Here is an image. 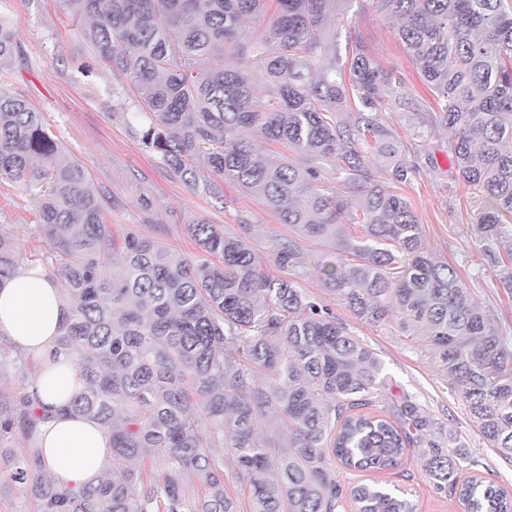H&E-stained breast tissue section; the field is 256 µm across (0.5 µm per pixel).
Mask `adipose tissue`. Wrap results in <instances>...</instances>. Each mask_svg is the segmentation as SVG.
Masks as SVG:
<instances>
[{
    "instance_id": "1",
    "label": "adipose tissue",
    "mask_w": 512,
    "mask_h": 512,
    "mask_svg": "<svg viewBox=\"0 0 512 512\" xmlns=\"http://www.w3.org/2000/svg\"><path fill=\"white\" fill-rule=\"evenodd\" d=\"M67 314L56 282L42 266H23L0 281V338L36 362L32 391L49 412L35 433L42 464L60 488L77 490L102 478L112 439L96 420L66 410L80 387L72 360L56 351Z\"/></svg>"
}]
</instances>
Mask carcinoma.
Here are the masks:
<instances>
[{
	"label": "carcinoma",
	"instance_id": "carcinoma-1",
	"mask_svg": "<svg viewBox=\"0 0 512 512\" xmlns=\"http://www.w3.org/2000/svg\"><path fill=\"white\" fill-rule=\"evenodd\" d=\"M82 42L125 79L144 150L224 208V182L262 197L283 224L338 255L326 291L368 324L394 323L460 393L474 429L512 462V344L489 323L451 265L432 257L400 187L416 173L405 145L382 122L399 100L389 74L359 53L349 69L325 49L347 0H65ZM420 67L437 109L429 128L454 130L458 176L484 203L482 253L504 268L512 292V0H375ZM257 38L239 41L249 29ZM248 60L245 68L226 57ZM25 60L12 22L0 16V80ZM351 123L341 120L350 106ZM283 144L262 158L252 139ZM389 160V181L364 149ZM30 204L45 238L43 266L69 305L58 349L81 382L67 410L112 432V464L98 484L57 488L36 472L39 449L0 466L29 491L38 512H237L224 493V455L251 482L253 512H338L348 469L385 470L419 447L422 470L467 512H512L493 483L465 475L469 456L446 426L406 401L393 421L370 416L383 364L290 278H273L240 234L202 215L182 219L200 248L177 253L128 232L117 239L105 212L119 200L65 157L44 113L0 92V184ZM360 197L351 212L348 194ZM144 222L156 200L139 196ZM362 234L348 235L345 224ZM0 232V280L18 265ZM270 258L299 274L298 242L272 243ZM45 419L26 396L0 402V436L35 435ZM272 419L280 447L261 437ZM162 461L149 475L145 458ZM205 493L192 497L186 485ZM354 512H412L378 485L350 488Z\"/></svg>",
	"mask_w": 512,
	"mask_h": 512
}]
</instances>
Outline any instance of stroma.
<instances>
[{
	"label": "stroma",
	"instance_id": "35a3bbf8",
	"mask_svg": "<svg viewBox=\"0 0 512 512\" xmlns=\"http://www.w3.org/2000/svg\"><path fill=\"white\" fill-rule=\"evenodd\" d=\"M344 12L342 21L326 38L328 50L345 60L354 49H361L393 74L400 97L418 103L420 109L415 112L388 106L382 113L383 122L402 139H410L420 122V110L435 109L436 104L415 61L400 43L395 22L377 12L373 0H347ZM0 14L13 21L27 54L26 64L17 65L5 90L25 95L43 112L62 152L83 166L96 187L119 199V207L108 215L115 232L133 231L174 251L194 252L195 245L182 225L144 223L137 198L146 192L175 214L205 215L230 233H239V220H247L250 230L245 239L260 254L272 240L294 237V228L280 223L259 196L228 183L223 208L211 207L156 155L143 150L119 118L120 113L136 111L134 97L86 52L78 38L79 25L63 0H0ZM449 138L444 128L423 130L420 146L407 155L416 173L401 193L415 212L433 256L457 270L490 323L511 339L512 293L502 287L500 269L488 265L481 253L475 222L482 203L471 198L458 177L450 161ZM0 232L13 238L19 263L29 262L43 247L33 210L26 202L13 203L0 197ZM300 246L308 274L299 280V287L326 304L383 363L387 382L374 400L372 413L386 416L404 400L417 402L458 433L471 459L470 475L512 492V462L487 447L472 427L458 391L436 370L428 355L412 348L392 326H373L355 319L321 286L320 268L336 264V255L305 240ZM336 475L349 487L377 484L404 493L413 512H466L458 497L436 490L413 447L406 449L395 468L361 471L340 467Z\"/></svg>",
	"mask_w": 512,
	"mask_h": 512
}]
</instances>
